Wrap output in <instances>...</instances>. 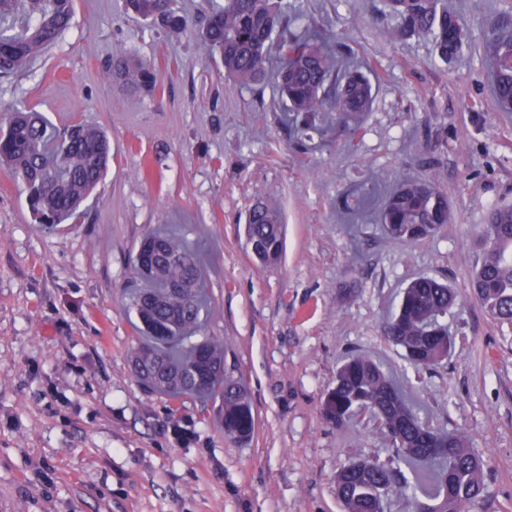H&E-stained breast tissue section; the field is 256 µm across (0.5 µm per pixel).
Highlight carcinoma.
Here are the masks:
<instances>
[{"instance_id":"carcinoma-1","label":"carcinoma","mask_w":512,"mask_h":512,"mask_svg":"<svg viewBox=\"0 0 512 512\" xmlns=\"http://www.w3.org/2000/svg\"><path fill=\"white\" fill-rule=\"evenodd\" d=\"M388 7L389 20L381 31L385 39L426 38L445 63L462 51L466 31L461 18L448 10V0H388ZM125 10L172 34L188 27L173 0H125ZM73 14L74 0H0V78L26 75L70 27ZM297 21L288 0H217L200 39L228 84L272 83L285 110L297 113L295 131L303 139L321 112H333L336 122L344 123L369 111L373 85L332 50L336 36L316 26L299 30ZM480 49L493 66L496 102L512 106L511 12L487 19ZM107 74L151 97L159 87L155 64L123 50L113 52ZM111 159L110 140L96 125L58 127L26 105L0 113V166L21 188L36 223L48 230L78 222ZM451 219L448 198L432 177L400 183L382 214L387 235L406 243L425 240ZM247 240L262 248L260 263L276 264L284 250L279 214L260 205L252 208ZM478 242L483 258L471 278V294L492 320L512 325V205L489 211ZM138 252L146 256L147 271L135 266L133 274L146 287L130 291V309L149 340L131 355L139 380L150 389L166 385V394L178 405L210 396L224 437L249 439L255 415L244 389L225 367L224 339L196 335L206 285L195 251L179 237L153 233L141 240ZM457 299L448 285L417 277L384 322L383 333L412 366H435L447 358L451 345L440 318ZM323 414L338 427L361 415L394 445L390 464L357 457L341 469L336 497L343 512H385L386 497L393 491L410 512H462L465 504L484 497L485 461L467 436L440 432L421 419L389 373L367 355L353 351L342 361Z\"/></svg>"}]
</instances>
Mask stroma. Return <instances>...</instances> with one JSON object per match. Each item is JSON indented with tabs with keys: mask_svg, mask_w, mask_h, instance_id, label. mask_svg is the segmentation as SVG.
Wrapping results in <instances>:
<instances>
[{
	"mask_svg": "<svg viewBox=\"0 0 512 512\" xmlns=\"http://www.w3.org/2000/svg\"><path fill=\"white\" fill-rule=\"evenodd\" d=\"M296 2L371 69L376 98L358 136L330 115L299 147L272 86L226 85L200 45L205 0H176L190 20L180 34L128 19L124 0H75L58 43L24 77L0 79V102L37 106L58 126L100 125L112 144L99 200L53 231L0 170V512H341L343 465L393 458L384 435L322 415L354 350L486 460V494L464 512H512V326L470 294L476 233L491 208L512 204V111L492 96L479 24L512 0H448L470 36L449 64L426 40L380 35L386 0ZM120 46L156 63V97L103 77ZM377 170L390 179L374 187ZM429 173L452 223L418 243L391 239L386 197ZM258 203L282 215L273 266L246 247ZM150 230L197 254L203 330L223 337L251 396L248 442L226 440L200 402L174 407L132 373L141 337L126 290ZM419 276L459 295L447 359L420 372L382 332Z\"/></svg>",
	"mask_w": 512,
	"mask_h": 512,
	"instance_id": "stroma-1",
	"label": "stroma"
}]
</instances>
